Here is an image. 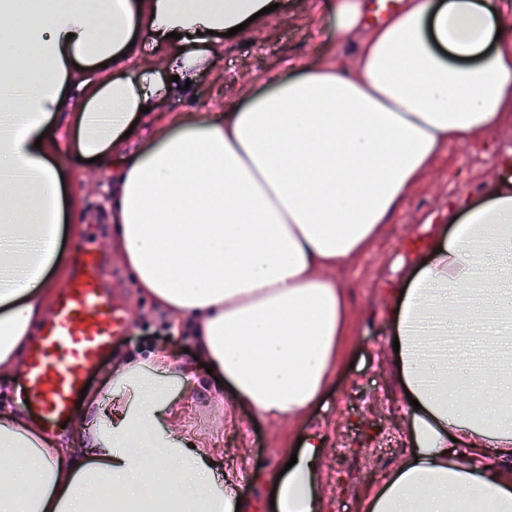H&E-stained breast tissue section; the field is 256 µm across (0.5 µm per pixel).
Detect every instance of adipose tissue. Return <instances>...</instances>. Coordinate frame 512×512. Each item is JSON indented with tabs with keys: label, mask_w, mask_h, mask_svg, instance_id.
I'll list each match as a JSON object with an SVG mask.
<instances>
[{
	"label": "adipose tissue",
	"mask_w": 512,
	"mask_h": 512,
	"mask_svg": "<svg viewBox=\"0 0 512 512\" xmlns=\"http://www.w3.org/2000/svg\"><path fill=\"white\" fill-rule=\"evenodd\" d=\"M273 2L0 0V375L23 377L74 261L73 163L94 158L121 259L174 326L192 323L225 401L292 423L323 399L357 334L333 273L380 242L449 146L512 111V13L401 0L372 24L370 0H325L327 29L357 40L350 66L299 65L223 112L168 115L224 33ZM495 164L481 201H453L403 247L387 323L410 448L362 512H512V152ZM196 388L165 353L121 358L65 444L0 406V512H86L92 487L109 512H253L181 424L176 397ZM324 448L310 435L273 476L278 512H318Z\"/></svg>",
	"instance_id": "1"
}]
</instances>
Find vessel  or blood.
<instances>
[{
    "label": "vessel or blood",
    "mask_w": 512,
    "mask_h": 512,
    "mask_svg": "<svg viewBox=\"0 0 512 512\" xmlns=\"http://www.w3.org/2000/svg\"><path fill=\"white\" fill-rule=\"evenodd\" d=\"M126 329L112 305L102 260L85 250L80 267L59 291L39 339L31 346L24 379L30 411L44 426L66 423L86 379Z\"/></svg>",
    "instance_id": "vessel-or-blood-1"
}]
</instances>
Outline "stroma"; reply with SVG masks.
Segmentation results:
<instances>
[{
	"label": "stroma",
	"instance_id": "obj_1",
	"mask_svg": "<svg viewBox=\"0 0 512 512\" xmlns=\"http://www.w3.org/2000/svg\"><path fill=\"white\" fill-rule=\"evenodd\" d=\"M322 2L285 0L286 6L277 16L225 39L223 52L212 56L195 87L170 99L169 111L220 112L239 99L244 89L263 84L267 74L285 76L297 63L314 65L330 56L350 57L352 44L333 40L327 31L318 11ZM510 149L512 119L470 143L451 146L386 225L379 245L337 271L336 277L347 289L357 313L358 336L337 370L328 394L305 420L289 425L272 424L252 409L240 406L234 411L235 426H227L223 384L217 383L204 367H197L203 385L184 402L186 432L199 436L205 447L223 449L224 472L232 488L251 498L258 512H271L270 487L253 480V472L259 469L271 474L284 450H295L299 438L308 432H322L328 439L319 471L321 512H358L354 488L362 489L385 478L386 472L379 469L373 453L382 424L371 409L356 406L353 396L360 390L381 399L383 404L393 405L394 409L403 407L400 388L379 355L386 339L381 311L387 298L386 285L396 275V258L407 239L414 237L423 224L438 222L449 202L461 197L481 199L494 179V160ZM108 184L105 173L95 167L80 171L77 188L86 223L70 241L75 249L94 248L107 257L110 299L123 307L130 322L127 332L116 338L111 352L90 373L95 388L120 356L151 348L168 353L179 363L186 360V350L192 345L189 328L170 330L167 310L144 296L126 271L112 244V226L105 208ZM345 426L355 434L347 454L362 462L364 468L359 473L338 476L332 471V460L336 454V434Z\"/></svg>",
	"mask_w": 512,
	"mask_h": 512
}]
</instances>
